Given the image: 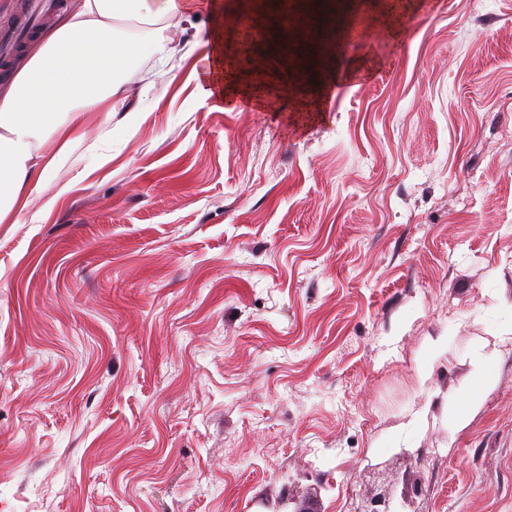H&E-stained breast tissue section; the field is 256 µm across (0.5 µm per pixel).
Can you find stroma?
<instances>
[{
  "label": "stroma",
  "mask_w": 512,
  "mask_h": 512,
  "mask_svg": "<svg viewBox=\"0 0 512 512\" xmlns=\"http://www.w3.org/2000/svg\"><path fill=\"white\" fill-rule=\"evenodd\" d=\"M195 2L0 224V512H512V0Z\"/></svg>",
  "instance_id": "stroma-1"
}]
</instances>
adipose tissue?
Wrapping results in <instances>:
<instances>
[{"instance_id":"1","label":"adipose tissue","mask_w":512,"mask_h":512,"mask_svg":"<svg viewBox=\"0 0 512 512\" xmlns=\"http://www.w3.org/2000/svg\"><path fill=\"white\" fill-rule=\"evenodd\" d=\"M191 0H79L76 9L42 31L23 63L0 78V224L17 223L34 192L71 183L55 171L86 121L131 130L140 120L128 103L138 58L164 61L170 29L179 28Z\"/></svg>"}]
</instances>
